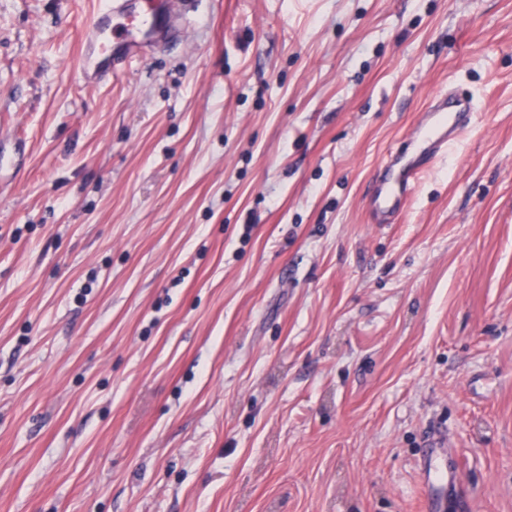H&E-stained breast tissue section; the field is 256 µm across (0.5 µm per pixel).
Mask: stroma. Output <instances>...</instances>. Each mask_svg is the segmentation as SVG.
<instances>
[{"label": "stroma", "instance_id": "35a3bbf8", "mask_svg": "<svg viewBox=\"0 0 512 512\" xmlns=\"http://www.w3.org/2000/svg\"><path fill=\"white\" fill-rule=\"evenodd\" d=\"M0 0V512H512V0ZM479 115L395 223L431 97ZM104 0L94 20L80 31V78L102 84L118 77L133 60L149 56L168 39L176 1ZM472 97L448 90L435 96L400 147L389 151L371 180L367 212L371 224H392L420 180L454 152L477 116ZM457 481V472L448 470L442 472L440 475L435 476V472L430 469L423 471V483L427 488L424 494V500L421 503V510L423 512H439L441 495L438 492V485L441 484L443 489H448V486L453 485Z\"/></svg>", "mask_w": 512, "mask_h": 512}]
</instances>
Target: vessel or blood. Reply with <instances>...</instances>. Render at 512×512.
<instances>
[{
    "instance_id": "vessel-or-blood-1",
    "label": "vessel or blood",
    "mask_w": 512,
    "mask_h": 512,
    "mask_svg": "<svg viewBox=\"0 0 512 512\" xmlns=\"http://www.w3.org/2000/svg\"><path fill=\"white\" fill-rule=\"evenodd\" d=\"M175 0H102L92 22L80 31V78L102 84L119 76L126 65L149 56L165 43L173 28ZM477 116L472 97L446 91L435 96L403 145L389 151L376 169L367 196L370 223L392 224L428 171L454 152L463 132ZM457 480L453 471L424 470L422 512H438L439 487Z\"/></svg>"
}]
</instances>
